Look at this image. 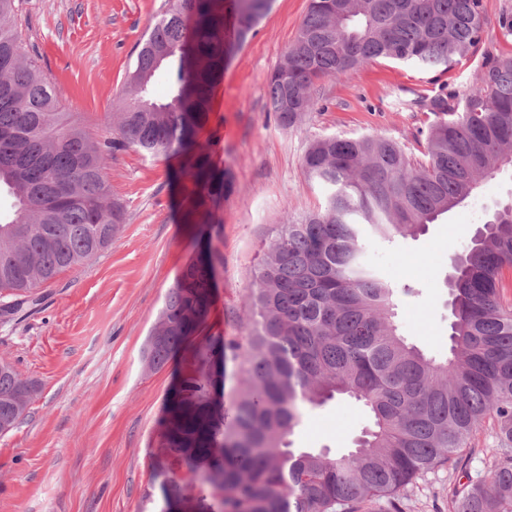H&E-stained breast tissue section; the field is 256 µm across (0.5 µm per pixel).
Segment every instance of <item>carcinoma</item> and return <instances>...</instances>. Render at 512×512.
<instances>
[{
    "label": "carcinoma",
    "mask_w": 512,
    "mask_h": 512,
    "mask_svg": "<svg viewBox=\"0 0 512 512\" xmlns=\"http://www.w3.org/2000/svg\"><path fill=\"white\" fill-rule=\"evenodd\" d=\"M273 0H172L138 42L112 129L96 138L61 111V89L28 55L22 0H0V187L14 198L0 216V320H15L38 288L112 246L124 207L112 197L108 156L133 146L151 156L183 155L184 176L220 224L224 172L210 163L201 133L230 50L243 45ZM482 0H309L282 62L267 80L269 111L293 127L316 107L313 85L378 59L445 71L482 37ZM173 76L168 99L153 97L156 72ZM440 115L422 157L383 137H326L303 166L324 190L316 210L288 218L251 272L253 329L240 355L242 390L230 424L217 376L224 338L198 347L173 391L162 442L181 476L164 498L198 490L222 512H402L400 493L421 473L454 467L481 420L493 417L512 443V205L497 209L453 259L447 357L425 355L399 333L396 297L365 256L371 234L393 242L463 203L512 166V57L487 66L463 101L438 96ZM195 259L170 288L144 350L151 371L208 318L219 257L200 231ZM35 394L10 363L0 364V421L16 429ZM338 396L363 404L371 425L356 448H293L303 408ZM449 512H512V452L454 492Z\"/></svg>",
    "instance_id": "carcinoma-1"
}]
</instances>
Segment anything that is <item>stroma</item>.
<instances>
[{"label":"stroma","instance_id":"obj_1","mask_svg":"<svg viewBox=\"0 0 512 512\" xmlns=\"http://www.w3.org/2000/svg\"><path fill=\"white\" fill-rule=\"evenodd\" d=\"M485 26L476 52L446 71L377 60L318 83L316 110L297 128L280 126L267 105L266 79L281 62L308 0H274L254 36L225 63L227 86L214 98L204 132L211 162L230 182L222 225L211 231L222 275L199 331L161 371L145 367L143 348L166 295L190 263L199 227L183 221L194 207L185 157L114 151L106 179L125 206V222L101 255L44 285L42 301L19 324L0 323V359L12 362L37 393L19 427L0 437V512H162L156 475L168 391L193 346L224 339V404L242 389L236 355L251 329L250 272L277 225L323 200L302 159L311 141L381 136L419 155L439 94L463 95L485 66L512 55L501 29L512 0H483ZM168 0H23L27 43L44 75L63 90L61 107L93 133L112 124V101L125 85L131 53ZM512 201V167L484 179L465 204L394 243L368 240L366 256L387 279L411 284L396 301L403 336L427 355L448 354L451 321L446 280L451 259L477 228ZM361 403L346 397L305 408L291 435L296 448L345 452L369 425ZM466 469L441 465L401 494L403 512H448V495L486 461L502 455L494 421L471 440Z\"/></svg>","mask_w":512,"mask_h":512}]
</instances>
